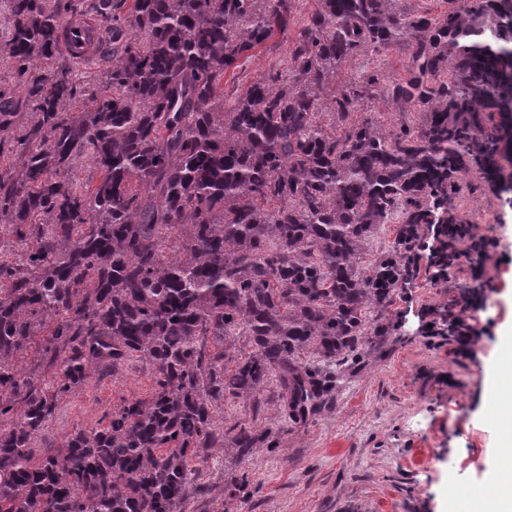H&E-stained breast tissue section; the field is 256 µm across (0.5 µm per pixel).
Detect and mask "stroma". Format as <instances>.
<instances>
[{
	"label": "stroma",
	"instance_id": "35a3bbf8",
	"mask_svg": "<svg viewBox=\"0 0 512 512\" xmlns=\"http://www.w3.org/2000/svg\"><path fill=\"white\" fill-rule=\"evenodd\" d=\"M380 71L406 74L395 51L354 55L343 79ZM456 197V212L497 248L478 264L462 262L447 277L420 275L398 301L401 329L365 366L344 377L331 411L292 432L272 410L224 399L226 422L273 428L279 446L257 449L246 462L250 485L227 512H455L456 499L484 497L499 454L502 429L494 420L496 368L512 359V191L473 171ZM479 281L473 303L461 286ZM454 306L477 335L450 337L439 312ZM153 373L132 361L116 375H96L63 402L48 428L62 437L91 427L121 400L149 394Z\"/></svg>",
	"mask_w": 512,
	"mask_h": 512
}]
</instances>
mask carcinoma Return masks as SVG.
I'll return each mask as SVG.
<instances>
[{
    "label": "carcinoma",
    "instance_id": "obj_1",
    "mask_svg": "<svg viewBox=\"0 0 512 512\" xmlns=\"http://www.w3.org/2000/svg\"><path fill=\"white\" fill-rule=\"evenodd\" d=\"M317 2L274 73L233 91L226 74L291 30L297 0H112L98 11L112 66L87 81L60 59L56 0L0 12V68L20 91L0 89V512L213 503L192 461L277 447L271 429L226 426L219 400L274 397L289 427L308 425L342 366L400 328L419 252L440 273L465 256L476 234L456 189L474 164L502 176L512 138V3L437 19L400 0ZM389 49L403 80L326 92L352 55ZM378 90L421 122L358 118ZM80 165L95 181L73 179ZM395 218L391 248L362 266ZM134 357L149 396L45 437L69 394ZM248 486L230 477L224 500Z\"/></svg>",
    "mask_w": 512,
    "mask_h": 512
}]
</instances>
